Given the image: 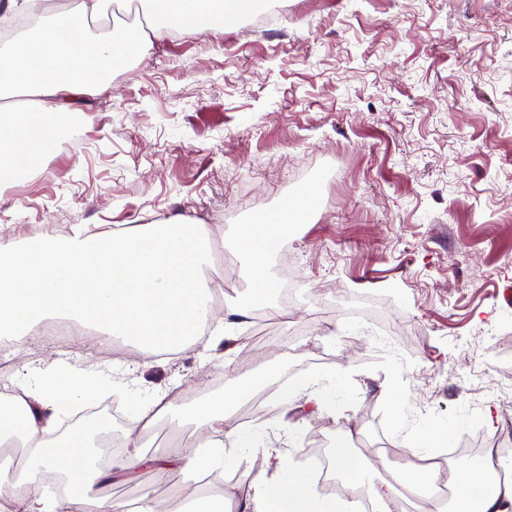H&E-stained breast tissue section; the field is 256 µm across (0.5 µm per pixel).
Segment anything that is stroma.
Instances as JSON below:
<instances>
[{"label": "stroma", "mask_w": 512, "mask_h": 512, "mask_svg": "<svg viewBox=\"0 0 512 512\" xmlns=\"http://www.w3.org/2000/svg\"><path fill=\"white\" fill-rule=\"evenodd\" d=\"M257 30L185 35L162 60L135 62L70 116L90 124L41 177L0 186V243L70 224L101 227L197 220L235 251L243 225L276 213L294 188L323 185L318 214L274 267L294 265L305 297L281 313L284 332L244 331L231 351L103 357L91 331L69 346L38 344L23 377L65 360L126 387L112 430L141 401L171 391L180 410L272 366L342 378L332 411L310 407L241 424L258 448L230 451L224 487L240 497L267 468L264 448L308 466L314 435L352 431L355 454L393 447L397 431L452 429L512 444V0H285ZM334 332L318 337L321 314ZM390 382L394 397L382 394ZM496 422L487 425L485 412ZM196 474L119 476L165 506Z\"/></svg>", "instance_id": "35a3bbf8"}]
</instances>
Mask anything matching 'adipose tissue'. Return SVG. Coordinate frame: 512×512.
I'll list each match as a JSON object with an SVG mask.
<instances>
[{
    "label": "adipose tissue",
    "mask_w": 512,
    "mask_h": 512,
    "mask_svg": "<svg viewBox=\"0 0 512 512\" xmlns=\"http://www.w3.org/2000/svg\"><path fill=\"white\" fill-rule=\"evenodd\" d=\"M256 2L150 0L153 29L217 34L225 23L252 14ZM101 7L102 0H66L64 9L48 15L46 23L20 45L0 52L1 180H33L44 160L56 153L60 132L48 118L47 101L64 103L142 56L149 42L146 34L130 40L118 33L86 31L87 17L98 14ZM293 225L294 218L285 208L279 216L245 225L238 235L237 250L251 280L255 305H265L276 288L272 258ZM211 254L212 242L201 225L185 219L146 224L134 232L73 224L63 239L46 234L30 248L0 245V336H27L45 319L64 315L127 338L148 352L156 346L171 351L233 342L243 311L232 304L224 312L221 331L209 338L203 335L212 316V289L201 273ZM279 373L276 366L257 372L234 381L222 394L184 408L192 436L205 439L206 446L185 449L178 458L182 468L196 474L220 473L225 447H256L253 436L240 433L228 421L240 403ZM90 377L84 369L52 366L37 384L16 381L11 400H0V440L20 434L29 445L20 476L9 484L0 483V500L21 503L24 512H126L124 502L108 491L117 472L151 468L165 475L167 463L147 456L141 439L170 407L169 393L155 395L141 407L127 430L130 451L118 467H93L83 431L56 436L61 412L87 393ZM335 396V386L298 378L277 404L286 413L301 400L325 409ZM445 437L441 430L403 435L418 466L371 482L343 435L333 449L336 468L347 488L368 484L378 512H393L396 486L422 495L440 481L453 493L448 512H512V479L499 476L501 459L488 453L465 467L441 466L435 461L436 450L444 446ZM266 459L273 473L255 479L251 497L240 500L231 492L200 495L192 500L190 512H351L349 501L320 496L308 472L277 449H267ZM49 470L64 473L69 484L78 485V493L61 500L41 491L37 476Z\"/></svg>",
    "instance_id": "obj_1"
}]
</instances>
